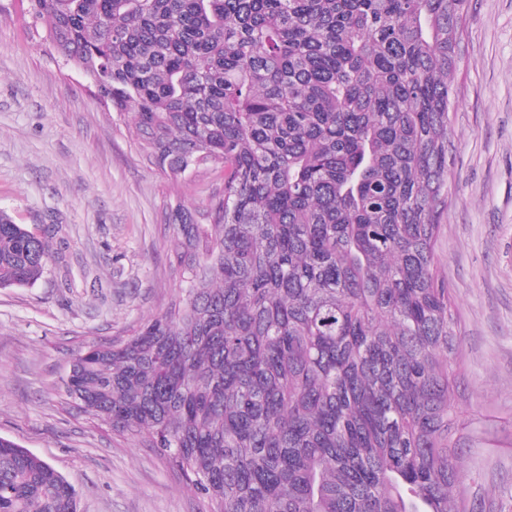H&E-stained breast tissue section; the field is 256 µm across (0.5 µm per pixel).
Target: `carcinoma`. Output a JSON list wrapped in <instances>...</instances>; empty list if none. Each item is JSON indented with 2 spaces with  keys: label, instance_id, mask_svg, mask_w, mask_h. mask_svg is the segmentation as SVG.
I'll list each match as a JSON object with an SVG mask.
<instances>
[{
  "label": "carcinoma",
  "instance_id": "obj_1",
  "mask_svg": "<svg viewBox=\"0 0 512 512\" xmlns=\"http://www.w3.org/2000/svg\"><path fill=\"white\" fill-rule=\"evenodd\" d=\"M468 0H28L146 160L222 172L166 213L180 292L64 380L206 512H472L453 493L458 326L436 268ZM48 241L0 213V288ZM0 512H80L0 437Z\"/></svg>",
  "mask_w": 512,
  "mask_h": 512
}]
</instances>
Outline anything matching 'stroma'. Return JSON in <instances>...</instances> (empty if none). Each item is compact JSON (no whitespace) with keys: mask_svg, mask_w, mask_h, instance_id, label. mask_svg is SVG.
<instances>
[{"mask_svg":"<svg viewBox=\"0 0 512 512\" xmlns=\"http://www.w3.org/2000/svg\"><path fill=\"white\" fill-rule=\"evenodd\" d=\"M27 8L0 0V212L53 257L35 284L0 288V436L61 473L80 512H203L162 455L94 423L63 381L84 347L132 335L178 295L165 212L206 209L222 177L151 166ZM454 88L436 244L462 336L454 440L474 512H512V0H469Z\"/></svg>","mask_w":512,"mask_h":512,"instance_id":"1","label":"stroma"}]
</instances>
